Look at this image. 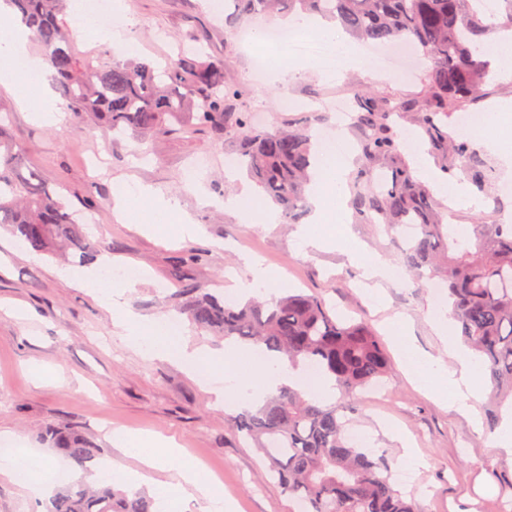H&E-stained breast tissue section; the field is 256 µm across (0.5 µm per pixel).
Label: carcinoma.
<instances>
[{
	"instance_id": "obj_1",
	"label": "carcinoma",
	"mask_w": 512,
	"mask_h": 512,
	"mask_svg": "<svg viewBox=\"0 0 512 512\" xmlns=\"http://www.w3.org/2000/svg\"><path fill=\"white\" fill-rule=\"evenodd\" d=\"M31 30L75 118L101 121L114 135L126 131L194 124L236 137L235 164L246 169L265 200L299 222L318 153L312 126L264 131L251 126L237 106L239 91L224 61L187 48L159 66L148 59L116 61L79 56L65 20L67 0H4ZM479 0H224L234 12L229 26L254 14L284 11L318 15L339 24L350 38L419 46L431 62L422 92L405 99L370 89L356 93L354 126L360 162L351 176V207L358 224H382L391 232L415 226L403 265L418 278L439 275L463 344L479 359L492 402H512V224H482L470 234L444 223L431 189L402 155L390 124L395 112H414L422 136L439 159L460 162L480 190L491 181L489 166L463 140L442 131L441 117L467 109L483 86L507 67L488 58L485 44L512 30V0H499L487 16ZM24 149L0 128V230L35 252L72 251L75 265L94 260L100 244L89 240L69 212L65 195L38 171L24 170ZM179 306L208 335L251 342L298 366L314 365L333 377L350 398L382 381L387 353L369 327L348 323L320 297L292 292L272 301L225 302L205 288L181 290ZM348 404L323 403L290 387L269 396L254 413L232 419L234 431L264 453L270 475L306 512H421L419 503L390 480L387 459L359 448L345 436ZM43 440L69 465L90 470L102 449L86 435L51 428ZM45 512H152L142 492L84 484L57 489Z\"/></svg>"
}]
</instances>
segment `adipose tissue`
<instances>
[{"instance_id":"adipose-tissue-1","label":"adipose tissue","mask_w":512,"mask_h":512,"mask_svg":"<svg viewBox=\"0 0 512 512\" xmlns=\"http://www.w3.org/2000/svg\"><path fill=\"white\" fill-rule=\"evenodd\" d=\"M7 33V38L0 40V53H6L13 60H24L29 77L24 80L12 70H0V86L11 91L20 104L31 106L41 120L55 122L57 108L48 92L43 90L36 96L31 93L33 79L43 74V62L30 53L28 29L15 18L9 23ZM344 167L341 154L332 152L320 157L309 187L314 211L310 223L300 231V243L317 250L344 248L349 259L361 268L366 280H397L396 271L378 253L355 243L341 244L322 227L326 211L345 207L342 193ZM113 198L128 223L152 226L178 214L182 217L183 234L192 237L198 232L191 218L182 216L177 198L164 197L144 187L135 189L124 182L116 183ZM85 286L111 313L113 323L122 330L131 347L159 359L178 362L189 370L223 378V386L213 387L212 393L216 405L224 407L225 411L239 413L256 409L266 396L283 386L324 401L336 396L335 382L330 376L309 377L278 355L256 356L251 346L231 341L225 343L223 352L219 353L169 343L162 321L144 319L128 309L126 286L112 282L103 284L96 278L86 280ZM432 321L448 349L447 358L432 356L415 345L406 319L395 318L388 331L399 343L406 372L413 374L420 386L448 400L450 408L456 412L473 416V403L479 398L475 381L481 367L474 356L453 342L450 336L453 321L448 310L435 313ZM111 440L123 456L138 459L140 466L131 469L120 460L106 459L99 466V476L115 477L133 491L147 488L158 512H170L172 507L190 500L203 501L205 512H231L233 505L225 500L220 482L203 478L199 467L188 462L186 449L178 447L173 439L118 429L112 431ZM165 465L172 466L175 472L172 480H154L152 471ZM48 471L45 465L33 467L23 448L0 460V475L19 483L33 500H43L53 494L54 485Z\"/></svg>"}]
</instances>
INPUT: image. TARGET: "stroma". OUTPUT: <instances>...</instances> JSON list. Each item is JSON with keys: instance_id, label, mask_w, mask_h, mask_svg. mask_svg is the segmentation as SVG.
<instances>
[{"instance_id": "stroma-1", "label": "stroma", "mask_w": 512, "mask_h": 512, "mask_svg": "<svg viewBox=\"0 0 512 512\" xmlns=\"http://www.w3.org/2000/svg\"><path fill=\"white\" fill-rule=\"evenodd\" d=\"M114 22L138 45L137 58L164 61L174 56L187 33L198 34L203 50L222 59L227 77L240 91L244 110L257 127L312 118L323 98L358 82L390 97L421 91L425 73L410 78L377 76L372 62L343 76L317 62L289 82L273 81L252 67V48L243 46L224 25V0H112ZM293 105L284 110L282 98ZM60 123L47 124L23 110L0 90V125L25 147V164L50 188H63L71 210L91 241H104L110 266L136 267L141 275L127 296L129 308L145 318L174 315L177 288L192 283L221 288L228 272L240 270L241 254L252 255L278 272L285 287L322 297L339 316L365 321L380 336L391 358L385 392L363 391L356 401L357 428L371 433L385 452L392 479L419 502L422 512H499L512 496V456L494 448V435L481 419L487 399L476 404L478 422L450 410L421 388L402 368L397 345L382 323L400 313L411 325L416 344L434 356L445 349L432 327L437 303L426 283L406 279L382 282L384 309H377L370 288L341 250L302 249L298 225L250 222L225 207V200L246 183L245 174L227 178L229 141L208 127L112 136L98 122L76 124L65 101ZM198 165L195 181L184 171ZM177 198L201 230L182 238L177 224L155 235L125 223L114 210L115 179ZM472 207L455 206L451 221L473 227L475 221L501 223L512 213V195L495 184L476 193ZM351 241L379 252L393 267L402 255L397 242L378 224L348 223ZM61 261L29 254L7 232H0V432L19 434L28 451L52 467L62 459L43 442L51 426H72L91 438L105 456L118 452L108 439L116 428L174 439L207 477H218L234 512H296L295 501L272 480L262 454L234 433L229 416L214 406L198 374L182 365L152 358L119 336L111 315L91 291L66 283ZM54 379L38 381L40 369ZM408 438L422 464L413 474L400 471L401 438Z\"/></svg>"}]
</instances>
